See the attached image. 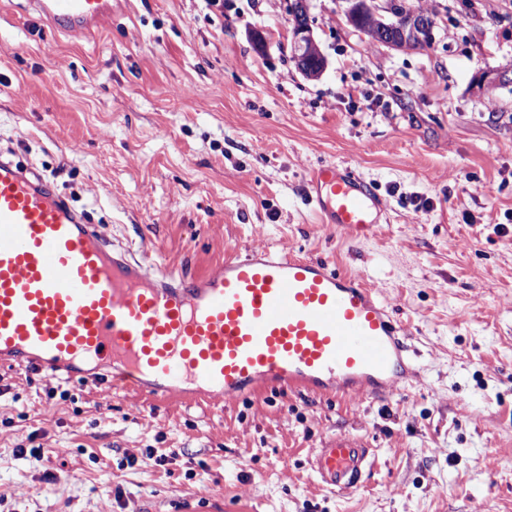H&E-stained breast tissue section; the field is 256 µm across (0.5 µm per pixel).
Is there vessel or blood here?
Instances as JSON below:
<instances>
[{
	"label": "vessel or blood",
	"mask_w": 512,
	"mask_h": 512,
	"mask_svg": "<svg viewBox=\"0 0 512 512\" xmlns=\"http://www.w3.org/2000/svg\"><path fill=\"white\" fill-rule=\"evenodd\" d=\"M52 28L82 38L105 27L112 0H31ZM320 223L376 227L371 183L348 167L313 169ZM0 362L74 377L93 363L109 386L152 398L263 389L381 395L412 357L388 305L324 260L254 246L192 274L112 243L48 183L0 160ZM363 444L332 439L309 461L333 489L371 467Z\"/></svg>",
	"instance_id": "b4317fda"
}]
</instances>
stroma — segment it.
<instances>
[{
    "instance_id": "stroma-1",
    "label": "stroma",
    "mask_w": 512,
    "mask_h": 512,
    "mask_svg": "<svg viewBox=\"0 0 512 512\" xmlns=\"http://www.w3.org/2000/svg\"><path fill=\"white\" fill-rule=\"evenodd\" d=\"M413 2L437 21L423 50L310 0L328 59L311 80L290 60L289 0H112L79 40L0 0L1 158L165 266L263 245L359 274L414 352L383 396L228 408L0 366V512H512V90L475 86L512 63V0ZM321 164L375 185L371 233L319 224ZM336 435L374 450L344 490L309 465Z\"/></svg>"
}]
</instances>
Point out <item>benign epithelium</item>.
<instances>
[{
    "label": "benign epithelium",
    "mask_w": 512,
    "mask_h": 512,
    "mask_svg": "<svg viewBox=\"0 0 512 512\" xmlns=\"http://www.w3.org/2000/svg\"><path fill=\"white\" fill-rule=\"evenodd\" d=\"M345 16L353 26L364 25V34L371 41L396 50H406L415 44L433 43L436 22L426 12L408 6L395 10L392 0H345ZM294 18L290 58L295 68L307 78L318 77L327 66V59L313 33L309 0H291ZM483 93L512 84V64L481 73L475 80Z\"/></svg>",
    "instance_id": "obj_1"
}]
</instances>
